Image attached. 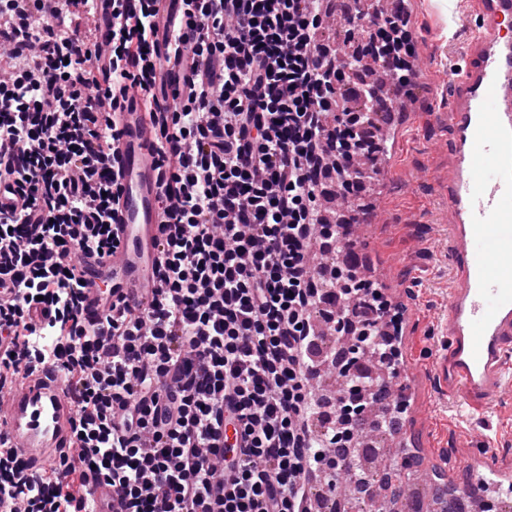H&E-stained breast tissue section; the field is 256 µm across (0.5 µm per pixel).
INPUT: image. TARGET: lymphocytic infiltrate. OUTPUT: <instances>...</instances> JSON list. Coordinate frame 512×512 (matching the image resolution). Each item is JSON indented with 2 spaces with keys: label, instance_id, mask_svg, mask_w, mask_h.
<instances>
[{
  "label": "lymphocytic infiltrate",
  "instance_id": "1",
  "mask_svg": "<svg viewBox=\"0 0 512 512\" xmlns=\"http://www.w3.org/2000/svg\"><path fill=\"white\" fill-rule=\"evenodd\" d=\"M112 0L106 44L79 33L97 0H0V389L30 366L64 377L77 455L27 471L0 452L14 512H317L315 485L358 479V444L410 405L401 312L345 260L318 200L360 192L386 110L363 60L410 84L404 8L345 14L323 0ZM147 112L167 220L148 307L89 328L80 254L117 245L107 82ZM348 358L318 395L327 338Z\"/></svg>",
  "mask_w": 512,
  "mask_h": 512
}]
</instances>
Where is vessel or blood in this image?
Segmentation results:
<instances>
[{"instance_id": "b4317fda", "label": "vessel or blood", "mask_w": 512, "mask_h": 512, "mask_svg": "<svg viewBox=\"0 0 512 512\" xmlns=\"http://www.w3.org/2000/svg\"><path fill=\"white\" fill-rule=\"evenodd\" d=\"M463 64L448 71L453 130L446 206L452 286L446 341L433 372L459 397L461 411H493L512 376V0H477ZM120 131L110 166L121 187L112 208L119 244L84 254L83 312L99 326L113 309L148 303L158 285L162 174L143 108L132 101L114 116ZM74 406L59 372L38 370L0 396L6 449L39 465L67 447Z\"/></svg>"}]
</instances>
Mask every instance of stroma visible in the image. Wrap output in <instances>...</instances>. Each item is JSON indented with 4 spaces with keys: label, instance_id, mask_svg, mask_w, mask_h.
Returning a JSON list of instances; mask_svg holds the SVG:
<instances>
[{
    "label": "stroma",
    "instance_id": "35a3bbf8",
    "mask_svg": "<svg viewBox=\"0 0 512 512\" xmlns=\"http://www.w3.org/2000/svg\"><path fill=\"white\" fill-rule=\"evenodd\" d=\"M411 29L418 62L429 95L415 102L406 117L408 131L389 141L384 166L366 196L377 216L365 225L360 240L371 269L388 295L406 304L402 321V353L408 367L412 400L405 420L412 430L409 448L418 462L436 474L464 471L467 455L480 436H489L496 453L491 461L512 466V387L504 388L490 419H459L453 398L441 390L432 373L425 343L441 346L448 290L452 285L451 241L444 208L443 180L448 175L451 131L448 127L445 76L448 63L467 50L465 31L452 44L434 48L440 25L430 0H410Z\"/></svg>",
    "mask_w": 512,
    "mask_h": 512
}]
</instances>
